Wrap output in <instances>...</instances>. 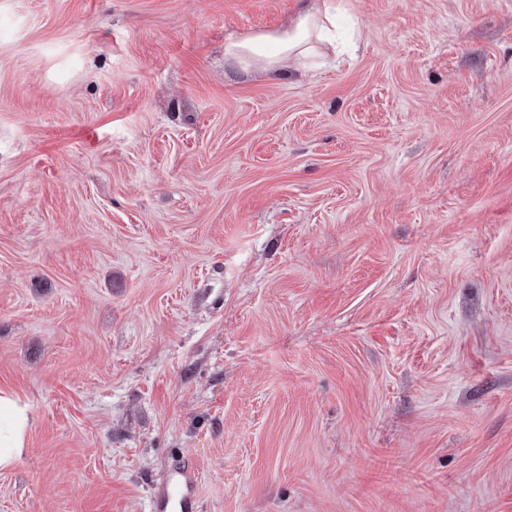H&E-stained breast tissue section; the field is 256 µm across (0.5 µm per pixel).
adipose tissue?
<instances>
[{"mask_svg": "<svg viewBox=\"0 0 512 512\" xmlns=\"http://www.w3.org/2000/svg\"><path fill=\"white\" fill-rule=\"evenodd\" d=\"M335 39L336 7L332 0H301L287 28L228 43L224 58L229 64L245 67L254 57L262 56L269 69L275 71L282 59H306L316 54L320 45L333 44ZM27 427L25 407L0 391V467L21 455Z\"/></svg>", "mask_w": 512, "mask_h": 512, "instance_id": "1", "label": "adipose tissue"}]
</instances>
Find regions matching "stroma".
Instances as JSON below:
<instances>
[{
	"label": "stroma",
	"instance_id": "stroma-1",
	"mask_svg": "<svg viewBox=\"0 0 512 512\" xmlns=\"http://www.w3.org/2000/svg\"><path fill=\"white\" fill-rule=\"evenodd\" d=\"M0 0V512H512V0ZM288 27L271 33L254 34L224 46V58L231 65L247 67L255 56H264L268 68L279 72L284 58L306 59L319 45L333 46L336 40V5L331 0H300ZM27 427L25 407L0 391V467L9 465L21 455ZM154 512H198L193 477L185 467H173L155 487Z\"/></svg>",
	"mask_w": 512,
	"mask_h": 512
}]
</instances>
